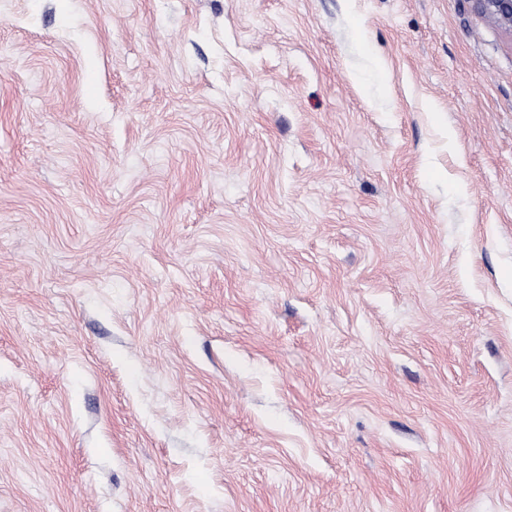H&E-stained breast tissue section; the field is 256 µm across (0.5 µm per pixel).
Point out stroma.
Listing matches in <instances>:
<instances>
[{
  "label": "stroma",
  "mask_w": 512,
  "mask_h": 512,
  "mask_svg": "<svg viewBox=\"0 0 512 512\" xmlns=\"http://www.w3.org/2000/svg\"><path fill=\"white\" fill-rule=\"evenodd\" d=\"M0 512H512V37L0 0Z\"/></svg>",
  "instance_id": "obj_1"
}]
</instances>
